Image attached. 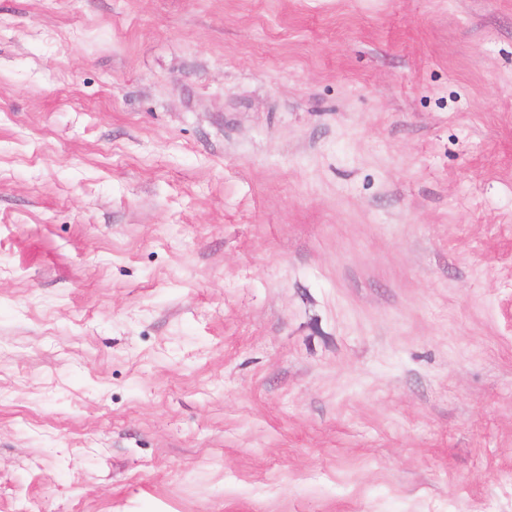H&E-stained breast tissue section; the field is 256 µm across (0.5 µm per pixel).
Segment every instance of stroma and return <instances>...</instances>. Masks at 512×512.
<instances>
[{"label": "stroma", "instance_id": "1", "mask_svg": "<svg viewBox=\"0 0 512 512\" xmlns=\"http://www.w3.org/2000/svg\"><path fill=\"white\" fill-rule=\"evenodd\" d=\"M0 512H512V0H0Z\"/></svg>", "mask_w": 512, "mask_h": 512}]
</instances>
